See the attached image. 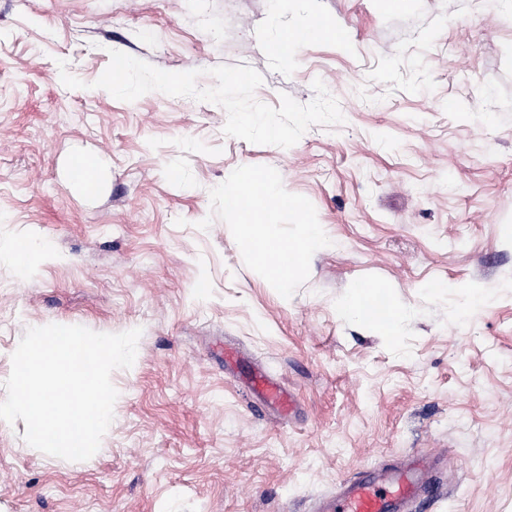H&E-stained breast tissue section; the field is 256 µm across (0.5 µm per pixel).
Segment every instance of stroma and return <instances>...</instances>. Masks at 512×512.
Here are the masks:
<instances>
[{"mask_svg": "<svg viewBox=\"0 0 512 512\" xmlns=\"http://www.w3.org/2000/svg\"><path fill=\"white\" fill-rule=\"evenodd\" d=\"M347 42L269 51L308 15ZM119 50L169 72L251 66L258 101L313 100L343 124L289 148L224 134L223 108L95 82ZM82 81L66 88L59 61ZM99 158L94 190L69 170ZM260 175L319 225L287 289L224 208ZM0 401L27 328H141L111 376L114 419L72 462L0 420V512H317L366 471L437 459L408 512H512V13L488 0H0ZM378 286L397 335L344 316ZM265 368L293 400L250 388ZM374 291L375 290L364 288L353 290L341 304L343 314L353 316L358 319L374 320L375 323L383 330L384 335H397L402 307L395 301H390L387 307L386 316L380 317L369 315L366 310L371 308L370 304Z\"/></svg>", "mask_w": 512, "mask_h": 512, "instance_id": "35a3bbf8", "label": "stroma"}]
</instances>
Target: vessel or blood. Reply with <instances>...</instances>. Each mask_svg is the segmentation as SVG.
Wrapping results in <instances>:
<instances>
[{
    "label": "vessel or blood",
    "instance_id": "1",
    "mask_svg": "<svg viewBox=\"0 0 512 512\" xmlns=\"http://www.w3.org/2000/svg\"><path fill=\"white\" fill-rule=\"evenodd\" d=\"M253 390L265 400L286 404L287 397L279 386L265 377L256 375ZM430 464L420 460L371 473L349 482L342 493L324 503V512H407L409 503L430 490L425 479Z\"/></svg>",
    "mask_w": 512,
    "mask_h": 512
}]
</instances>
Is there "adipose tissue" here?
I'll return each instance as SVG.
<instances>
[{
    "label": "adipose tissue",
    "instance_id": "1",
    "mask_svg": "<svg viewBox=\"0 0 512 512\" xmlns=\"http://www.w3.org/2000/svg\"><path fill=\"white\" fill-rule=\"evenodd\" d=\"M224 206L238 214L240 243L267 279L278 287H287L308 255L326 245L320 228L312 224L307 225L301 241H292L282 234L280 212L288 208L297 212L301 206L281 195L276 185L265 179L257 178L226 192Z\"/></svg>",
    "mask_w": 512,
    "mask_h": 512
}]
</instances>
